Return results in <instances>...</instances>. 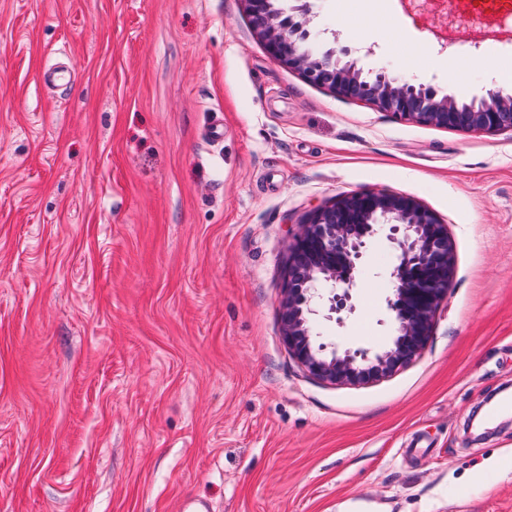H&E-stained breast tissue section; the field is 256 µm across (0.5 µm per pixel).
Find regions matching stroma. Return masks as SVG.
Returning <instances> with one entry per match:
<instances>
[{"label":"stroma","instance_id":"1","mask_svg":"<svg viewBox=\"0 0 512 512\" xmlns=\"http://www.w3.org/2000/svg\"><path fill=\"white\" fill-rule=\"evenodd\" d=\"M381 67L468 101L512 92V42L440 46L429 8L309 0ZM377 189L448 226L421 354L365 384L290 355V246ZM393 253L356 311L392 334ZM512 131L395 119L274 62L243 0H0V512H512ZM497 467H490L493 457Z\"/></svg>","mask_w":512,"mask_h":512}]
</instances>
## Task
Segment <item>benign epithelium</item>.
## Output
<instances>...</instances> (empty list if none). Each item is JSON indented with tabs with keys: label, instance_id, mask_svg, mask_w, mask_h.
<instances>
[{
	"label": "benign epithelium",
	"instance_id": "obj_1",
	"mask_svg": "<svg viewBox=\"0 0 512 512\" xmlns=\"http://www.w3.org/2000/svg\"><path fill=\"white\" fill-rule=\"evenodd\" d=\"M270 57L336 95L375 105L401 120L462 131L512 129V93L490 88L461 102L425 83H410L381 68L364 71L347 46L304 50L310 41L307 0L285 11L271 0H244ZM385 235L394 250L388 300L394 334L380 350L340 351L319 340L320 318L337 322L355 311L352 290L369 242ZM454 274L448 226L414 198L382 190L343 196L312 211L295 237L282 301L283 338L313 377L367 383L390 376L424 348L433 318Z\"/></svg>",
	"mask_w": 512,
	"mask_h": 512
}]
</instances>
